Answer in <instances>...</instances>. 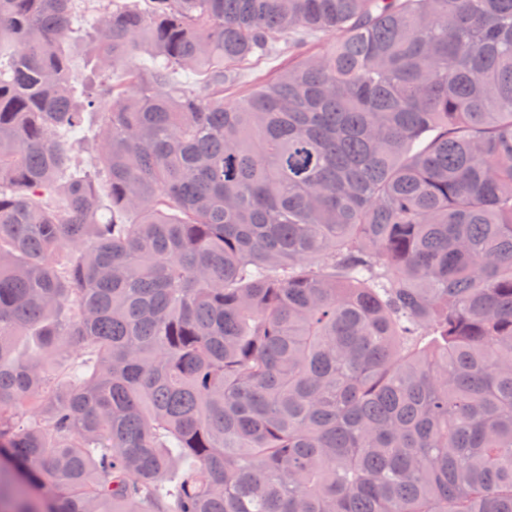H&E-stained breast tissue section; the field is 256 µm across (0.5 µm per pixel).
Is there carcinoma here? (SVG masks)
Instances as JSON below:
<instances>
[{"label": "carcinoma", "instance_id": "1", "mask_svg": "<svg viewBox=\"0 0 512 512\" xmlns=\"http://www.w3.org/2000/svg\"><path fill=\"white\" fill-rule=\"evenodd\" d=\"M77 2L0 0V512H512V0ZM290 59L291 56L288 54V50L265 57L256 65L254 70L248 77H246L243 83L239 84L236 88H233V90H230V92L236 95L243 94L254 82L269 79L276 75V73L281 69L288 67Z\"/></svg>", "mask_w": 512, "mask_h": 512}]
</instances>
